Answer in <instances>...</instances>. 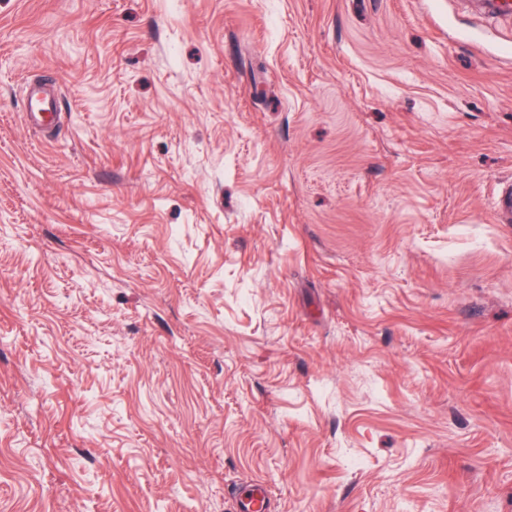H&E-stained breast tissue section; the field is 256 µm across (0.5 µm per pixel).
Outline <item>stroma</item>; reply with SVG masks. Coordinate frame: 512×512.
Segmentation results:
<instances>
[{"mask_svg":"<svg viewBox=\"0 0 512 512\" xmlns=\"http://www.w3.org/2000/svg\"><path fill=\"white\" fill-rule=\"evenodd\" d=\"M506 183L471 0H0V512H512ZM25 118L29 125L43 122L47 112L59 108L58 91L54 87L39 86L27 91ZM269 488L261 481L252 482L248 492L236 500V512H273Z\"/></svg>","mask_w":512,"mask_h":512,"instance_id":"obj_1","label":"stroma"}]
</instances>
